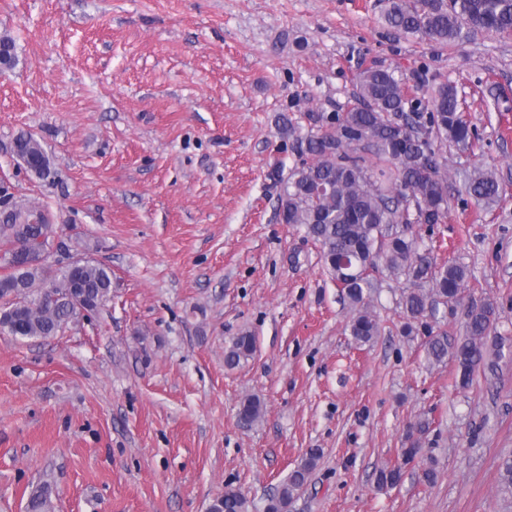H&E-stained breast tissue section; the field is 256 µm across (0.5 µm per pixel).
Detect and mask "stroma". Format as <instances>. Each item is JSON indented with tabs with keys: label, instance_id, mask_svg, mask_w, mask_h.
I'll return each mask as SVG.
<instances>
[{
	"label": "stroma",
	"instance_id": "obj_1",
	"mask_svg": "<svg viewBox=\"0 0 512 512\" xmlns=\"http://www.w3.org/2000/svg\"><path fill=\"white\" fill-rule=\"evenodd\" d=\"M382 0H0V189L45 206L55 241L112 271V298L47 340L0 331V512L49 486L53 512H208L225 487L249 512L320 451L288 512H512V37L440 48L396 34ZM456 85L478 140L447 146L448 216L419 224L437 262L468 267L505 346L491 381L462 390L405 336L401 284L378 275L380 333L357 345L319 244L277 211L308 113L354 107L356 76ZM288 114L295 133L276 126ZM41 141L51 181L19 166ZM508 189L493 210L468 174ZM253 358L230 369L242 332ZM264 414L241 428L247 397ZM421 466L378 488L419 420ZM13 151L29 165L28 171L42 181L54 179L55 169L41 142L31 134L15 138ZM465 190L470 198L485 208H493L503 200V186L490 168L479 167L469 173ZM255 348V337L249 332H242L232 337L224 348V365L228 368L239 366L253 356Z\"/></svg>",
	"mask_w": 512,
	"mask_h": 512
}]
</instances>
